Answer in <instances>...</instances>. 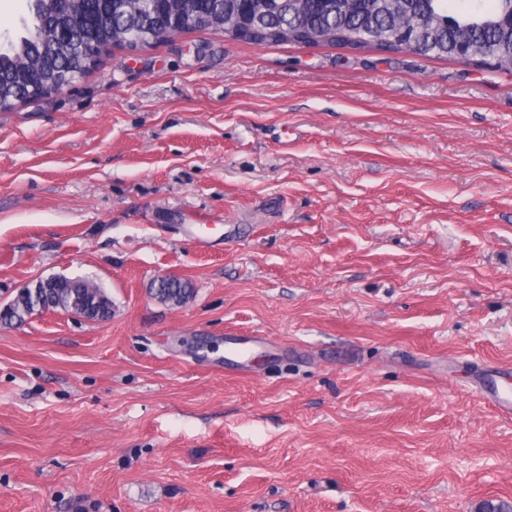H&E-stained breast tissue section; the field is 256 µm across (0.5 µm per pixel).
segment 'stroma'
Masks as SVG:
<instances>
[{
	"label": "stroma",
	"mask_w": 512,
	"mask_h": 512,
	"mask_svg": "<svg viewBox=\"0 0 512 512\" xmlns=\"http://www.w3.org/2000/svg\"><path fill=\"white\" fill-rule=\"evenodd\" d=\"M53 276L112 317L0 323V512L512 504V417L477 389L512 397L510 71L110 48L0 110V304ZM152 294L164 303L181 304L192 292L191 284L178 277H166L151 285Z\"/></svg>",
	"instance_id": "1"
}]
</instances>
